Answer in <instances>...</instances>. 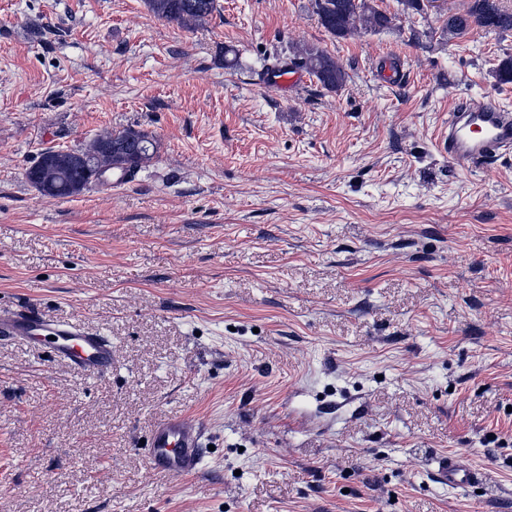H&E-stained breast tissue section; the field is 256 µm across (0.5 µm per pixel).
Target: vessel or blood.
Instances as JSON below:
<instances>
[{
	"label": "vessel or blood",
	"mask_w": 512,
	"mask_h": 512,
	"mask_svg": "<svg viewBox=\"0 0 512 512\" xmlns=\"http://www.w3.org/2000/svg\"><path fill=\"white\" fill-rule=\"evenodd\" d=\"M303 81L302 68L294 64L274 67L261 77L265 88L280 91L295 89ZM440 147L451 161L470 170L493 164L512 151V110L489 96L457 101L449 113L448 133ZM0 331L49 345L56 358L78 371L101 374L112 367L111 343L75 324H57L32 312H0ZM201 448L199 427L179 416L165 418L150 437V467L170 476L196 474ZM436 478L440 485L456 490L477 484L479 472L472 463L451 456L439 463Z\"/></svg>",
	"instance_id": "1"
}]
</instances>
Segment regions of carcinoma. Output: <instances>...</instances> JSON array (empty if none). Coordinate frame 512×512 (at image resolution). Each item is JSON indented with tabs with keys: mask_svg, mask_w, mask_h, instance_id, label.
<instances>
[{
	"mask_svg": "<svg viewBox=\"0 0 512 512\" xmlns=\"http://www.w3.org/2000/svg\"><path fill=\"white\" fill-rule=\"evenodd\" d=\"M144 2L157 18L189 28L205 21L217 8V0ZM313 9L320 24L338 38L350 35L358 21L374 31L389 24V18L370 6L368 0H313ZM445 29L453 37H463L474 31L509 32L512 31V13L504 11L499 0H469L463 11L448 16ZM299 64L327 89H336L345 82V73L323 52L310 50ZM154 156L153 137L143 130L127 126L106 133L85 149L65 153L45 151L26 170L25 176L42 194L67 198L82 193L76 183L89 180V169L101 171L102 185L113 177L123 183L148 167Z\"/></svg>",
	"mask_w": 512,
	"mask_h": 512,
	"instance_id": "carcinoma-1",
	"label": "carcinoma"
}]
</instances>
